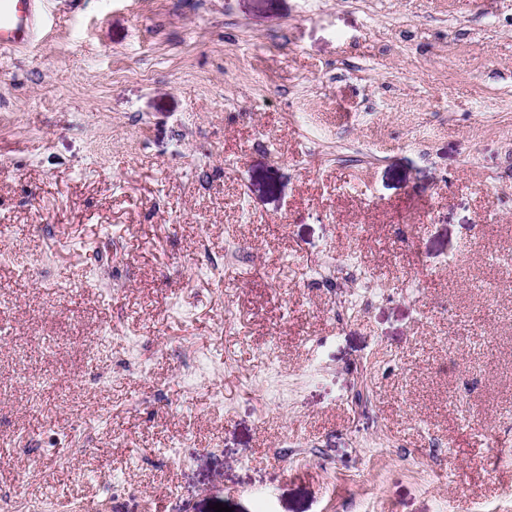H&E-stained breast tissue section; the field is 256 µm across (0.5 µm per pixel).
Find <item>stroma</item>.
Here are the masks:
<instances>
[{
	"label": "stroma",
	"mask_w": 512,
	"mask_h": 512,
	"mask_svg": "<svg viewBox=\"0 0 512 512\" xmlns=\"http://www.w3.org/2000/svg\"><path fill=\"white\" fill-rule=\"evenodd\" d=\"M44 22L0 48L17 512H512V0Z\"/></svg>",
	"instance_id": "35a3bbf8"
}]
</instances>
